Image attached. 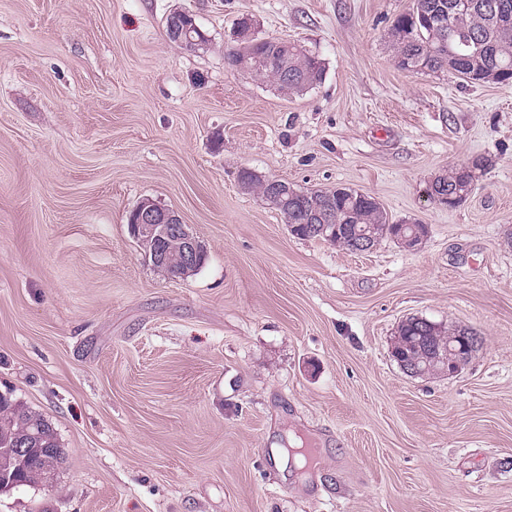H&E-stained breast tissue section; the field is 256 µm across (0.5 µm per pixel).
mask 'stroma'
<instances>
[{"mask_svg":"<svg viewBox=\"0 0 512 512\" xmlns=\"http://www.w3.org/2000/svg\"><path fill=\"white\" fill-rule=\"evenodd\" d=\"M412 0H0V392L66 460L0 512H512V87L398 67ZM192 13L210 48L166 29ZM322 59L281 95L224 47ZM491 161L457 207L429 183ZM373 196L414 250L293 237L239 188ZM178 213L206 263L168 278L127 218ZM480 338L454 375L391 355L406 319ZM410 235H407V231ZM428 234V228L424 224H394L391 236L398 241V243L407 249L414 250L419 246Z\"/></svg>","mask_w":512,"mask_h":512,"instance_id":"35a3bbf8","label":"stroma"}]
</instances>
